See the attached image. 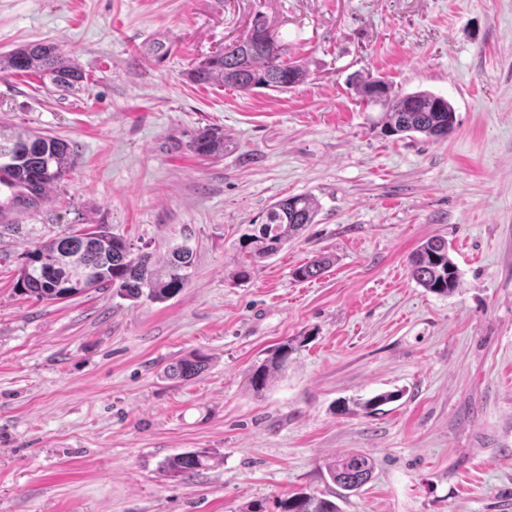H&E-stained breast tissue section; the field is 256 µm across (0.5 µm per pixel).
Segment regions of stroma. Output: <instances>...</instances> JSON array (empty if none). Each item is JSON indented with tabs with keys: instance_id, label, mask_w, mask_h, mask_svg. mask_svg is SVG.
<instances>
[{
	"instance_id": "stroma-1",
	"label": "stroma",
	"mask_w": 512,
	"mask_h": 512,
	"mask_svg": "<svg viewBox=\"0 0 512 512\" xmlns=\"http://www.w3.org/2000/svg\"><path fill=\"white\" fill-rule=\"evenodd\" d=\"M258 18L306 82L189 80ZM40 42L85 79L0 74V124L71 141L76 163L15 223L103 224L157 262L185 242L193 265L164 302L38 303L13 290L26 243H0V512H278L298 491L340 512H512V0H0V54ZM354 73L448 97L455 133L380 135ZM210 127L215 160L191 146ZM300 194L314 224L237 280L239 238ZM436 235L461 272L449 296L407 268ZM322 254V276L293 278ZM288 339L254 394L249 369ZM195 353L200 376L165 378ZM201 448L218 464L162 471ZM350 452L374 465L353 494L326 473ZM297 350L294 341L279 343L267 356L256 363L250 371L248 382L253 392L262 394L267 391L279 373L288 368L291 355ZM216 455L210 449L182 452L167 458L162 465L166 474L174 478L192 477L214 465Z\"/></svg>"
}]
</instances>
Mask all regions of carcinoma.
I'll list each match as a JSON object with an SVG mask.
<instances>
[{"instance_id": "cac0c4a2", "label": "carcinoma", "mask_w": 512, "mask_h": 512, "mask_svg": "<svg viewBox=\"0 0 512 512\" xmlns=\"http://www.w3.org/2000/svg\"><path fill=\"white\" fill-rule=\"evenodd\" d=\"M265 27L256 21L253 31L242 37L231 52L216 53L197 64L190 73L200 85L220 83L243 92L255 87L286 91L308 78L307 67L284 59L287 48L279 42L265 43L253 32ZM38 72L58 87L73 88L86 79L85 73L64 57L54 44H29L0 55V73ZM351 84L363 101L381 108L377 121L379 133L402 138L418 133L433 141H442L455 132V110L442 95L427 90L400 94L392 86L369 76H353ZM194 150L202 156L224 154V133L212 128L200 131ZM75 152L64 139L31 130H7L0 125V175L17 178L29 192L28 207L37 209L41 199L72 172ZM317 200L302 194L285 197L267 210L265 223L244 234L238 243L241 256L237 277L245 280L263 260L276 254L288 240L298 235L318 215ZM21 238L30 247L21 254L14 290L37 302L64 300L93 288H114L125 297L146 295L154 302L176 296L189 281L193 252L187 245L170 251L165 264L156 266L148 253L135 254L131 245L103 225L77 229L71 225L60 231L51 224H3L0 241ZM330 263L317 257L293 270V277L308 280L322 274ZM414 281L438 295H451L460 285L456 263L450 256L448 240L433 236L422 242L407 258ZM297 350L288 340L269 350L267 356L250 371L248 382L253 392L268 390L276 376L288 368ZM208 366L202 354L184 357L168 367L171 379L189 380ZM216 455L207 448L182 452L167 458L162 465L174 478L192 477L214 465ZM369 458L344 453L327 463L330 480L343 491H355L372 474ZM280 512H338L336 503L327 498L297 492L278 504Z\"/></svg>"}]
</instances>
